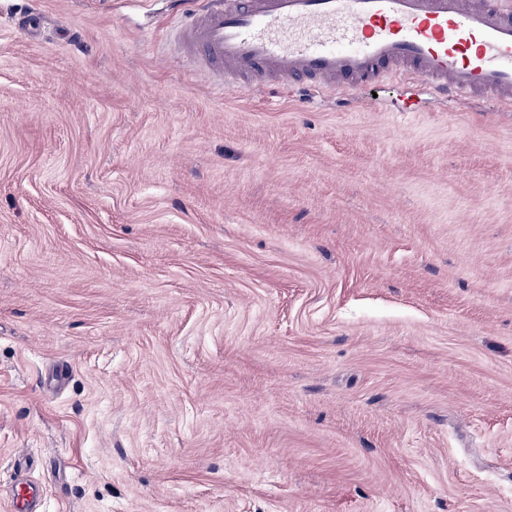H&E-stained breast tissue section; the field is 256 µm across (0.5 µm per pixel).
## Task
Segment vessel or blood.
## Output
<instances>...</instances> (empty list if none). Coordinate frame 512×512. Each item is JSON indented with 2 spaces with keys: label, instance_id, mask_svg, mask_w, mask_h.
Segmentation results:
<instances>
[{
  "label": "vessel or blood",
  "instance_id": "obj_1",
  "mask_svg": "<svg viewBox=\"0 0 512 512\" xmlns=\"http://www.w3.org/2000/svg\"><path fill=\"white\" fill-rule=\"evenodd\" d=\"M173 32L224 90L303 84L309 96L391 75L512 112V0H178Z\"/></svg>",
  "mask_w": 512,
  "mask_h": 512
}]
</instances>
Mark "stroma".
<instances>
[{
	"label": "stroma",
	"mask_w": 512,
	"mask_h": 512,
	"mask_svg": "<svg viewBox=\"0 0 512 512\" xmlns=\"http://www.w3.org/2000/svg\"><path fill=\"white\" fill-rule=\"evenodd\" d=\"M0 18V512H512V112L221 96L174 0Z\"/></svg>",
	"instance_id": "stroma-1"
}]
</instances>
